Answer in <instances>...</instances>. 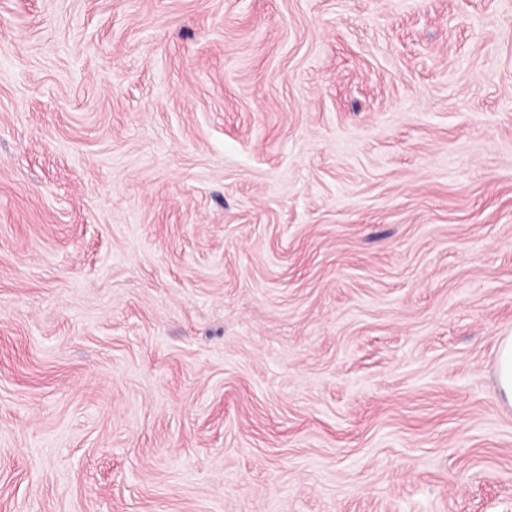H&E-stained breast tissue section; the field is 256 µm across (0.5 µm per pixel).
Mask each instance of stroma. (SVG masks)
I'll use <instances>...</instances> for the list:
<instances>
[{
	"instance_id": "stroma-1",
	"label": "stroma",
	"mask_w": 512,
	"mask_h": 512,
	"mask_svg": "<svg viewBox=\"0 0 512 512\" xmlns=\"http://www.w3.org/2000/svg\"><path fill=\"white\" fill-rule=\"evenodd\" d=\"M512 0H0V512H512ZM495 376L501 404L512 408V335L498 340Z\"/></svg>"
}]
</instances>
